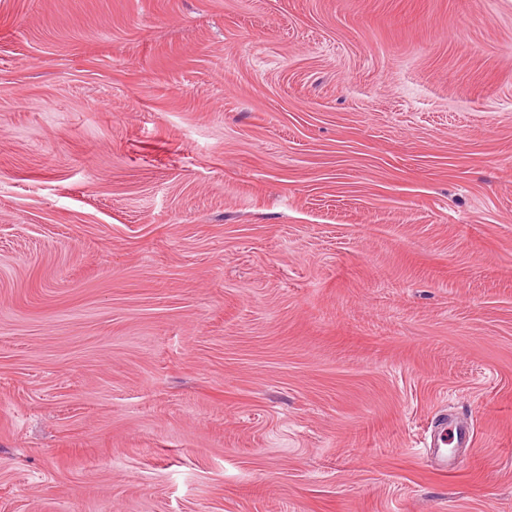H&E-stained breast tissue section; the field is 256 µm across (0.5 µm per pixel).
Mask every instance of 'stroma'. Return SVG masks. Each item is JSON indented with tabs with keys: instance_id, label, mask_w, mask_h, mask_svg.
I'll use <instances>...</instances> for the list:
<instances>
[{
	"instance_id": "obj_1",
	"label": "stroma",
	"mask_w": 512,
	"mask_h": 512,
	"mask_svg": "<svg viewBox=\"0 0 512 512\" xmlns=\"http://www.w3.org/2000/svg\"><path fill=\"white\" fill-rule=\"evenodd\" d=\"M0 512H512V0H0ZM438 427H440V431L437 435H434V440L432 438L430 448H437L436 454L441 458V460L438 461L439 465L437 469L445 473L448 471L452 472L455 470V466L454 463H448V453L444 448H446L451 441H456V444H460L465 438V433H467L470 438V426L465 422V432L452 422L449 425L448 423H442Z\"/></svg>"
}]
</instances>
